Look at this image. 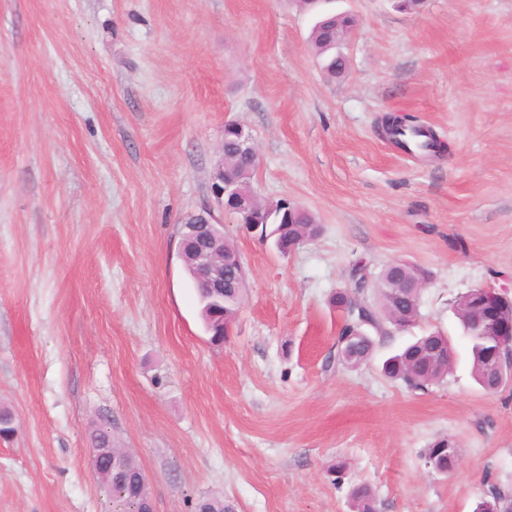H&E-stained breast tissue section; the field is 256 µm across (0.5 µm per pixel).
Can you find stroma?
Returning <instances> with one entry per match:
<instances>
[{"label":"stroma","mask_w":512,"mask_h":512,"mask_svg":"<svg viewBox=\"0 0 512 512\" xmlns=\"http://www.w3.org/2000/svg\"><path fill=\"white\" fill-rule=\"evenodd\" d=\"M352 13L330 77L299 0H0V512H112L93 472L103 427L144 470L156 512L221 496L235 512H472L512 485V389L474 381L456 301L512 295V0H326ZM411 114L431 159L378 133ZM253 138L251 186L320 235L294 252L210 193L224 124ZM212 210L247 296L209 343L179 256ZM365 259L427 270L420 316L355 368L334 365L330 304ZM457 361L412 390L384 359L432 331ZM446 436L453 476L422 452ZM345 462L342 476L330 468Z\"/></svg>","instance_id":"35a3bbf8"}]
</instances>
